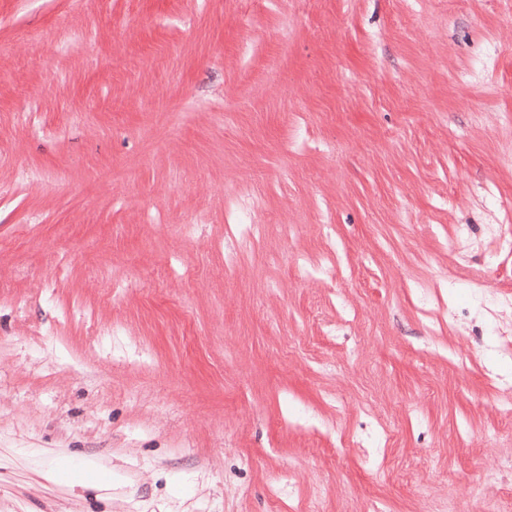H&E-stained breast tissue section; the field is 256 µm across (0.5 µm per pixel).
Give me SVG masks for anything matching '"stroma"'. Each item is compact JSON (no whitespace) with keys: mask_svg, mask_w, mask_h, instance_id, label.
I'll return each mask as SVG.
<instances>
[{"mask_svg":"<svg viewBox=\"0 0 512 512\" xmlns=\"http://www.w3.org/2000/svg\"><path fill=\"white\" fill-rule=\"evenodd\" d=\"M500 236L512 0H0V512H512Z\"/></svg>","mask_w":512,"mask_h":512,"instance_id":"stroma-1","label":"stroma"}]
</instances>
